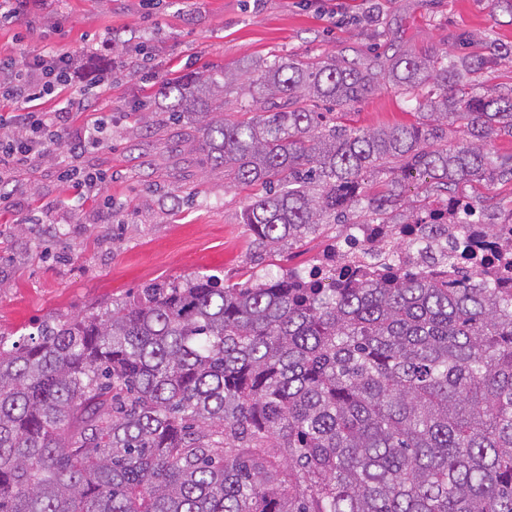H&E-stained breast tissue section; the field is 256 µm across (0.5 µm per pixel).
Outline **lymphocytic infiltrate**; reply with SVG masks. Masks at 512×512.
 <instances>
[{
    "label": "lymphocytic infiltrate",
    "mask_w": 512,
    "mask_h": 512,
    "mask_svg": "<svg viewBox=\"0 0 512 512\" xmlns=\"http://www.w3.org/2000/svg\"><path fill=\"white\" fill-rule=\"evenodd\" d=\"M73 61L66 52L47 50L24 62L0 58V97L17 104L14 112L0 113V166H17L34 158L52 156L62 140H69L68 162L63 181L74 195L103 182L101 174L85 170L81 157L98 147L107 127L105 119H94L76 133H69L70 109L84 106V98L68 99L66 106L45 111L38 102L58 89L71 85Z\"/></svg>",
    "instance_id": "lymphocytic-infiltrate-1"
}]
</instances>
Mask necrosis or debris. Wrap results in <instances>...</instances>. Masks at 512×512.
Returning <instances> with one entry per match:
<instances>
[{
	"label": "necrosis or debris",
	"instance_id": "1",
	"mask_svg": "<svg viewBox=\"0 0 512 512\" xmlns=\"http://www.w3.org/2000/svg\"><path fill=\"white\" fill-rule=\"evenodd\" d=\"M415 245H405L406 236ZM396 256L404 272L424 275L430 280L456 282L461 275L480 272L501 288H512V224L488 225L476 220L469 224L439 221L405 229L401 224H358L337 237L313 267L321 275L333 267H348L372 276L384 264L383 253Z\"/></svg>",
	"mask_w": 512,
	"mask_h": 512
}]
</instances>
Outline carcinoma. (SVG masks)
I'll return each mask as SVG.
<instances>
[{"label":"carcinoma","mask_w":512,"mask_h":512,"mask_svg":"<svg viewBox=\"0 0 512 512\" xmlns=\"http://www.w3.org/2000/svg\"><path fill=\"white\" fill-rule=\"evenodd\" d=\"M494 50L379 70L265 60L243 120L224 113L227 74L153 97L199 126L225 176L261 187L244 223L274 252L364 198L366 222L396 223L411 181L432 208L408 224L448 216L463 183L512 181V155L485 148L512 137V91H467ZM382 78L416 99L418 124L351 133L313 110ZM448 122L466 144H435ZM380 172L394 178L365 182ZM0 512H512V292L194 276L0 338Z\"/></svg>","instance_id":"cac0c4a2"}]
</instances>
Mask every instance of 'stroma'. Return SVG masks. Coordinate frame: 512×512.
I'll return each instance as SVG.
<instances>
[{
    "instance_id": "obj_1",
    "label": "stroma",
    "mask_w": 512,
    "mask_h": 512,
    "mask_svg": "<svg viewBox=\"0 0 512 512\" xmlns=\"http://www.w3.org/2000/svg\"><path fill=\"white\" fill-rule=\"evenodd\" d=\"M504 53L475 79L487 94L512 86V14L497 0H31L21 21L0 25V57L46 48L70 53L71 95L95 93L112 125L82 159L106 173L102 189L75 199L59 177L67 149L11 171L0 201V336L14 341L46 321L131 299L152 283L216 275L243 284L316 263L335 241L328 224L300 242L257 247L244 211L257 189L228 183L200 150L192 121L149 93L174 75L236 73L224 107H239L256 61L304 56L383 61L398 53H464L483 41ZM415 103L382 82L349 111L321 104L327 125L354 130L411 126ZM92 113V114H95ZM92 114L77 111L72 129ZM458 203L512 218V183L474 180Z\"/></svg>"
}]
</instances>
